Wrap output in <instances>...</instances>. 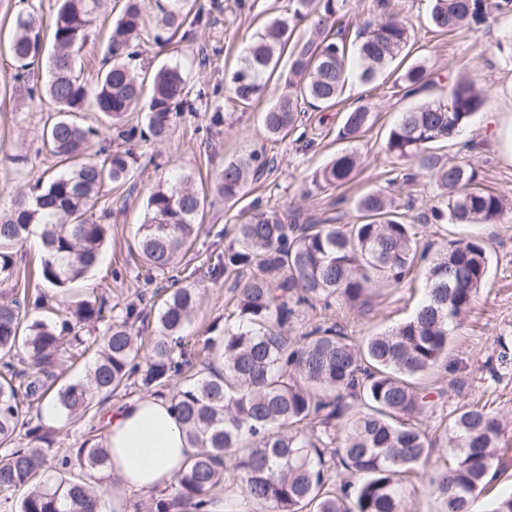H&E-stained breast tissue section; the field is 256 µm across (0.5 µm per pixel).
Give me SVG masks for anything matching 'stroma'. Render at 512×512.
Instances as JSON below:
<instances>
[{"instance_id": "stroma-1", "label": "stroma", "mask_w": 512, "mask_h": 512, "mask_svg": "<svg viewBox=\"0 0 512 512\" xmlns=\"http://www.w3.org/2000/svg\"><path fill=\"white\" fill-rule=\"evenodd\" d=\"M212 2L202 23L176 35L165 47L145 44L132 63L140 76L171 62L180 63L191 89L203 91L204 98L195 111L177 121L168 140L133 143L139 158L133 177L121 188L106 187L98 201V211L107 215L109 236L100 263L80 283V290L124 305L136 301L143 292L162 299L169 291L196 284L197 307L185 334L193 342L204 339L233 305L228 283L211 278L209 269L224 256L226 231L254 200L280 209L286 216H298L303 224L316 223L340 210L345 211L346 222H356L352 200L375 188H388L396 205L410 206L412 215L427 210L434 184L425 177L411 185L392 184L393 171L400 162L386 152L385 140L403 112L420 102L443 97L449 81L460 76L487 88L490 99L467 134L471 147H446L442 156L470 163L477 169L482 187L512 198V161L503 157L493 141L496 125L512 115V58L495 48L501 34L497 24L446 34L429 22L432 0H399L413 25L409 58L426 62L432 85L408 97L391 75L369 84L351 80L342 102L306 112L298 133L275 141L264 131L263 113L281 92L279 80L270 79L260 99L245 108L231 101L224 85L253 34L269 19L281 15L288 0H246L242 10L237 0ZM56 8V0H0V206L9 205L17 194L29 191L59 169L58 158L42 143L44 124L55 107L29 98L30 88L43 86L48 79L47 55L53 50L52 44L44 42L43 58L21 81L15 77L8 51L10 24L18 13H34L47 27ZM119 9L118 0H108L97 16L94 36L79 53L81 71L88 82L97 78L104 36ZM359 105L368 106L372 113L370 129L356 144L366 159L364 167L338 189L309 193L314 172L344 149L337 132L347 112ZM218 110L223 112L224 122L216 127L211 116ZM253 150L272 157L273 169L249 184L239 200L224 201L214 191L217 170L224 161ZM180 173L192 176L195 189L206 197V205L191 247L175 270L165 277H151L133 248V238L143 221L150 189ZM476 232L489 254L487 279L449 340L446 362L422 381L433 391L435 401L422 423L429 435H438L446 420L464 404L485 407L502 420L497 476L475 502L477 512H488L496 498L512 492V213L506 214L502 223L477 226ZM425 288V270L420 267L400 288L385 290L374 298L367 313H350L335 304L326 317L341 323L347 334L359 341L409 320ZM137 395L134 389L123 391L96 405L84 418L55 421L57 447H78L89 428L104 429V408ZM450 458L446 449L436 448L419 462L417 470L423 480L410 488L405 512H433L435 503L426 478Z\"/></svg>"}]
</instances>
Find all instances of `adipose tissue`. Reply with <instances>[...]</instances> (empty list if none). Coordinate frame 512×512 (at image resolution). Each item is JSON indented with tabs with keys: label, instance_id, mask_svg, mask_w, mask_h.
I'll return each mask as SVG.
<instances>
[{
	"label": "adipose tissue",
	"instance_id": "adipose-tissue-1",
	"mask_svg": "<svg viewBox=\"0 0 512 512\" xmlns=\"http://www.w3.org/2000/svg\"><path fill=\"white\" fill-rule=\"evenodd\" d=\"M105 446L119 487L141 494L171 485L196 449L168 400L144 397L112 412Z\"/></svg>",
	"mask_w": 512,
	"mask_h": 512
}]
</instances>
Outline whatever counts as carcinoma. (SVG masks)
Wrapping results in <instances>:
<instances>
[{
    "mask_svg": "<svg viewBox=\"0 0 512 512\" xmlns=\"http://www.w3.org/2000/svg\"><path fill=\"white\" fill-rule=\"evenodd\" d=\"M103 2L58 0L49 79L41 90L56 113L44 125L43 143L68 169L0 207V284L13 278L17 247L35 227L43 251L40 279L59 289L83 279L97 265L108 233L93 209L104 187L131 179L135 163L131 149L119 147L100 148L99 160L88 153L91 143L112 130L125 143L162 142L202 97L190 91L177 65L161 67L151 93H144L130 63L149 36L148 0H124L106 35L107 66L93 87L80 81L75 59ZM347 7L348 0H289L288 14L256 32L231 71L229 97L249 106L288 51L282 93L263 115L270 138H286L305 112L336 104L350 76L351 53L357 54L360 80L370 83L409 45L412 23L392 0H372L371 16L352 35L339 24ZM157 9L153 41L165 44L163 34L184 25V0H165ZM491 18L508 23L496 48L512 56V0H434L430 13V23L448 33L478 31ZM10 51L21 80L41 52L33 15L17 16ZM396 72L412 95L430 82L423 61ZM487 100L486 89L458 78L448 84L446 99L416 105L388 131L387 152L408 163L390 184L426 175L438 189L424 223L501 222L506 199L482 188L474 170L435 152L455 144ZM89 104L103 127L71 119ZM137 110L144 112L145 127L122 123ZM371 124L370 109L359 105L347 113L338 139L357 142ZM362 164L355 150L344 149L314 173L311 186L317 192L341 187ZM268 166L259 151L228 160L216 174L215 190L235 200ZM204 206L188 175L150 191L136 247L151 274L166 275L185 253ZM353 208L360 218L354 224H341L338 216L295 224L259 201L250 205L212 274L231 281L234 304L224 330L212 326L213 335L203 341L209 355L203 372L195 370V346L183 336L197 301L192 286L162 301L150 336L135 330L146 317L135 303L120 307L87 295L57 321L55 295L46 291L14 292L0 301V512H96L104 499L102 485L92 482L108 472L104 438L88 433L76 448L55 447V429L31 416L49 394L60 420L68 421L123 389L158 395L179 376L171 407L198 451L173 491H158L147 512H172L176 505L212 512L220 502L224 512H237L236 503L217 496L228 481L240 484L243 500L258 512H403L402 478L414 475L440 444L452 450L454 463L429 476L438 512H471L493 471L501 422L467 404L445 426L443 440L429 438L420 419L434 399L419 380L447 357L449 336L485 281L487 249L475 235L442 245L428 263L426 298L413 316L359 344L336 322L293 336L302 307L318 301L328 307L334 299L362 310L381 291L401 286L425 259L415 218L397 210L384 190L368 191ZM100 323L106 324L101 335H80ZM87 352L93 361L84 378L56 386L60 358Z\"/></svg>",
    "mask_w": 512,
    "mask_h": 512,
    "instance_id": "obj_1",
    "label": "carcinoma"
}]
</instances>
